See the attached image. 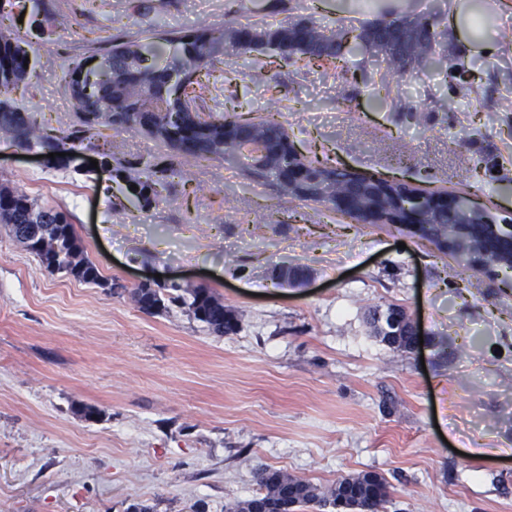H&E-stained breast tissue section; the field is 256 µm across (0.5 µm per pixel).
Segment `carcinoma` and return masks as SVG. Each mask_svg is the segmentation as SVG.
I'll return each instance as SVG.
<instances>
[{
  "label": "carcinoma",
  "mask_w": 512,
  "mask_h": 512,
  "mask_svg": "<svg viewBox=\"0 0 512 512\" xmlns=\"http://www.w3.org/2000/svg\"><path fill=\"white\" fill-rule=\"evenodd\" d=\"M14 2L0 0V139L23 149L38 150L45 157V165L54 169L70 167L72 154L86 148L91 131L98 126L146 133L187 161L212 157L232 160L243 154L247 139L253 136L246 128L251 120L204 111L198 104L201 95L196 91L203 87L200 76L210 75L228 52L270 56L288 66L300 61L337 59L340 54L336 46L345 43L351 52L365 50L353 28L328 29L312 20L291 32L286 25L254 24L219 30L153 31L138 39L115 36L105 40L100 52L91 55L104 65L88 67L83 60L68 66L65 81L75 101L78 122L67 132L53 136L40 132L13 98L29 73L24 68L29 44L4 24ZM56 23L57 14L45 3L31 14V27L47 41ZM439 45L437 35L427 30L424 37L409 45L408 56L412 61L433 57ZM227 122L245 124L239 137L224 138ZM255 125L277 151V164L288 166L293 141L282 122L271 114ZM50 153L57 157L47 158ZM320 169L329 179L315 185L308 195L298 194L286 180L279 179L277 183L295 199L323 204L327 202L325 195L339 194L351 178L331 166L322 165ZM131 183L137 188L129 189V194L141 207L148 206L155 193L154 181L133 178ZM457 216L456 212L439 216L419 229V238L436 246L454 238ZM0 224L43 265L86 284L113 287L86 254L65 213L40 207L24 193L0 187ZM472 261L480 269H509L506 259L496 254L476 255ZM131 295L145 313L177 304L216 335H231L239 329L238 320L224 308V302L206 288L143 286L133 289ZM400 311L401 307L391 306L374 318L376 335L388 338L394 331L391 315ZM254 481L258 486L255 494L227 508V512H266L280 505L285 506L284 512H295L309 504L334 508L339 499L351 512H384L390 498V485L375 472L353 476L345 484L339 481L327 492L269 467L258 470Z\"/></svg>",
  "instance_id": "cac0c4a2"
}]
</instances>
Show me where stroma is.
Returning <instances> with one entry per match:
<instances>
[{
	"label": "stroma",
	"mask_w": 512,
	"mask_h": 512,
	"mask_svg": "<svg viewBox=\"0 0 512 512\" xmlns=\"http://www.w3.org/2000/svg\"><path fill=\"white\" fill-rule=\"evenodd\" d=\"M51 41L17 25L39 60L16 93L42 132L76 122L64 66L100 39L301 19L361 26L451 0H46ZM499 51L400 73L349 55L307 68L229 52L203 78L205 109L278 114L302 156L424 191L465 195L512 222V30ZM162 158L180 174L152 203L127 200L102 153ZM64 212L101 288L50 272L0 226V512H225L282 470L322 487L374 471L386 512H512V272L463 267L398 224H362L279 193L218 159L182 164L157 139L100 128L66 169L0 145V187ZM302 274L280 285L281 269ZM202 286L238 315L218 336L187 308L155 314L138 281ZM406 309L424 343L403 353L367 318ZM99 415L85 420L81 405ZM486 456H479V449Z\"/></svg>",
	"instance_id": "obj_1"
}]
</instances>
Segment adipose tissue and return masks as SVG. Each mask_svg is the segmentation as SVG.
I'll use <instances>...</instances> for the list:
<instances>
[{
  "label": "adipose tissue",
  "mask_w": 512,
  "mask_h": 512,
  "mask_svg": "<svg viewBox=\"0 0 512 512\" xmlns=\"http://www.w3.org/2000/svg\"><path fill=\"white\" fill-rule=\"evenodd\" d=\"M500 23L501 14L490 0H453L448 12V25L470 56L496 53L494 34Z\"/></svg>",
  "instance_id": "obj_1"
}]
</instances>
